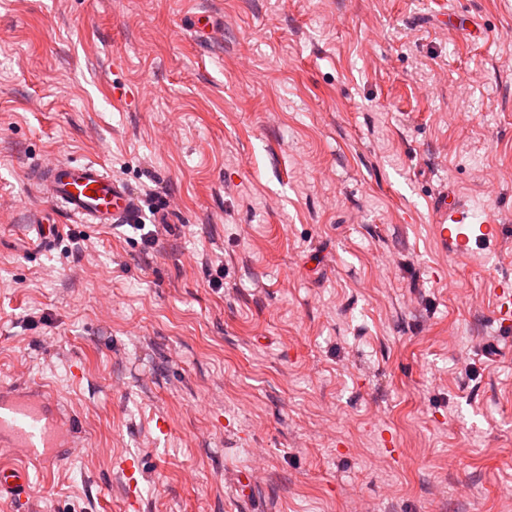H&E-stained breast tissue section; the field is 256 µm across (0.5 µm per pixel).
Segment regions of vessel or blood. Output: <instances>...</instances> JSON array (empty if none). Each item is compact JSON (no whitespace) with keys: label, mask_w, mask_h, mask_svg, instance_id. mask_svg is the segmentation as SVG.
I'll return each instance as SVG.
<instances>
[{"label":"vessel or blood","mask_w":512,"mask_h":512,"mask_svg":"<svg viewBox=\"0 0 512 512\" xmlns=\"http://www.w3.org/2000/svg\"><path fill=\"white\" fill-rule=\"evenodd\" d=\"M51 205L60 207L74 224L117 226L135 222L140 206L129 184L112 176L106 168L89 160L78 164L62 161L31 173ZM434 232L444 247L457 255L472 253L474 247L498 235L494 224L473 227L461 202L442 197L434 204ZM82 422L64 413L56 397L39 385H0V444L14 448L22 462L0 466V493L23 504L28 500L31 472L63 455L78 451Z\"/></svg>","instance_id":"1"}]
</instances>
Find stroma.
<instances>
[{"label":"stroma","mask_w":512,"mask_h":512,"mask_svg":"<svg viewBox=\"0 0 512 512\" xmlns=\"http://www.w3.org/2000/svg\"><path fill=\"white\" fill-rule=\"evenodd\" d=\"M57 159L141 223L39 251ZM507 277L512 0H0V381L83 443L0 512H512ZM437 224L434 232L441 244L456 255H468L474 251V246L494 240L498 235L497 224H479V234L472 235L475 224H468L467 208L455 197L448 195L437 199L434 203Z\"/></svg>","instance_id":"obj_1"}]
</instances>
